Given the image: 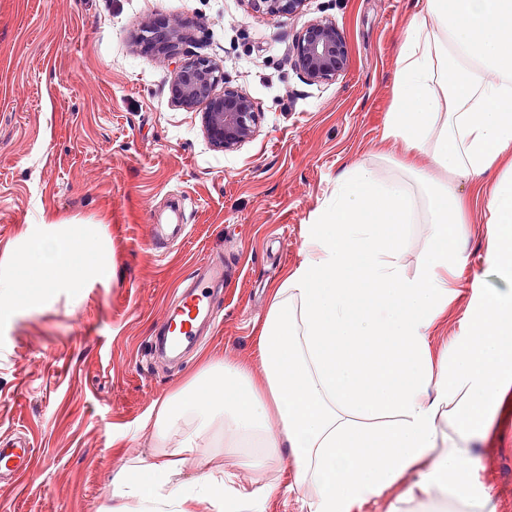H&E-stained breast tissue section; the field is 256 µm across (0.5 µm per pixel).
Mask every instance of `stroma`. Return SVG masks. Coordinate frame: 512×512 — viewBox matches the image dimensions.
<instances>
[{
    "label": "stroma",
    "mask_w": 512,
    "mask_h": 512,
    "mask_svg": "<svg viewBox=\"0 0 512 512\" xmlns=\"http://www.w3.org/2000/svg\"><path fill=\"white\" fill-rule=\"evenodd\" d=\"M419 0H306L299 15L245 0H0V278L24 285L0 315V443L26 432L32 472L0 482V512H98L111 475L156 442L146 421L198 369L201 353L251 357L271 297L303 258L306 228L347 166L371 159L386 127L404 23ZM330 20L349 66L305 82L292 46ZM175 23L182 57L216 61L259 112L256 136L224 152L171 95L172 67L147 28ZM188 226L165 238L172 204ZM83 232L87 270L29 289L38 234ZM489 227L466 225L461 295L433 329L453 336L471 288L497 287ZM224 263L219 322L200 350L149 355L168 302ZM499 512H512V430L476 453Z\"/></svg>",
    "instance_id": "stroma-1"
}]
</instances>
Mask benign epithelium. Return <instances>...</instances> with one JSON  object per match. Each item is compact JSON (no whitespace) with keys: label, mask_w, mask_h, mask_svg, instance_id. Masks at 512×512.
Instances as JSON below:
<instances>
[{"label":"benign epithelium","mask_w":512,"mask_h":512,"mask_svg":"<svg viewBox=\"0 0 512 512\" xmlns=\"http://www.w3.org/2000/svg\"><path fill=\"white\" fill-rule=\"evenodd\" d=\"M250 8L270 15H294L302 10L305 0H247ZM160 46L169 49L175 60L172 90L179 103L189 109L200 108L201 119L212 146L226 151L253 138L258 123L253 101L224 79L223 69L207 58L183 60L173 48L171 38ZM293 54L307 81L325 82L336 79L349 63L344 36L329 21H317L299 33ZM224 90L217 91L218 85Z\"/></svg>","instance_id":"1"}]
</instances>
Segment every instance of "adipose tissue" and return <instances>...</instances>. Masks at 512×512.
Listing matches in <instances>:
<instances>
[{
    "label": "adipose tissue",
    "instance_id": "ef3b65f1",
    "mask_svg": "<svg viewBox=\"0 0 512 512\" xmlns=\"http://www.w3.org/2000/svg\"><path fill=\"white\" fill-rule=\"evenodd\" d=\"M387 135L401 147L394 173L363 161L339 176L273 293L258 361L203 357L156 407L155 454L114 473L101 512H264L287 483L308 512L379 499L387 512H497L473 463L512 424V0H424L404 29ZM479 203L499 286L474 289L436 347ZM93 250L80 233L46 235L29 264L59 284ZM214 447L226 467L184 481Z\"/></svg>",
    "mask_w": 512,
    "mask_h": 512
}]
</instances>
